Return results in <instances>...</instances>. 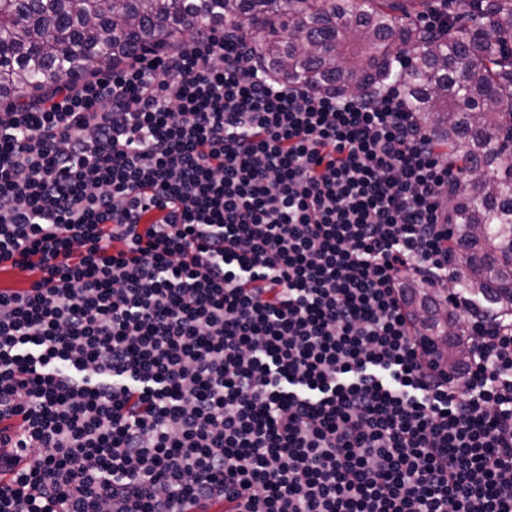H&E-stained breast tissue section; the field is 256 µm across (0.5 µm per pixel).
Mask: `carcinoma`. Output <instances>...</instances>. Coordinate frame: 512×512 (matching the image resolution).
Here are the masks:
<instances>
[{"instance_id": "obj_1", "label": "carcinoma", "mask_w": 512, "mask_h": 512, "mask_svg": "<svg viewBox=\"0 0 512 512\" xmlns=\"http://www.w3.org/2000/svg\"><path fill=\"white\" fill-rule=\"evenodd\" d=\"M446 11L448 0H0V101L226 19L258 67L323 91L377 92L403 58L406 105L472 172L450 193L456 294L481 314L512 312V0H475L439 30L416 23ZM408 301L420 334L445 333L428 289Z\"/></svg>"}]
</instances>
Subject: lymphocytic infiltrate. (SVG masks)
Returning <instances> with one entry per match:
<instances>
[{
    "label": "lymphocytic infiltrate",
    "instance_id": "1",
    "mask_svg": "<svg viewBox=\"0 0 512 512\" xmlns=\"http://www.w3.org/2000/svg\"><path fill=\"white\" fill-rule=\"evenodd\" d=\"M253 53L227 21L0 105V512H512V320L450 363L407 300L464 171L398 82Z\"/></svg>",
    "mask_w": 512,
    "mask_h": 512
}]
</instances>
